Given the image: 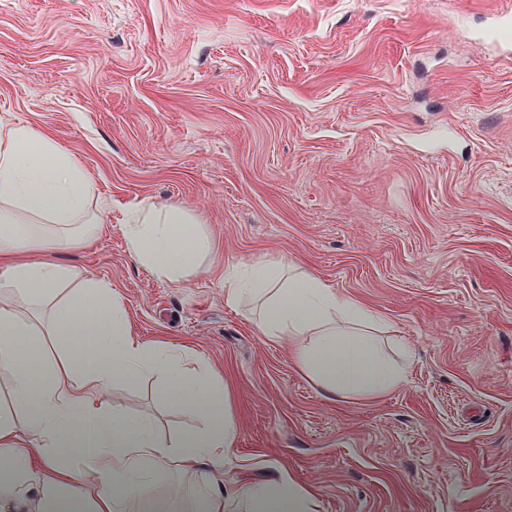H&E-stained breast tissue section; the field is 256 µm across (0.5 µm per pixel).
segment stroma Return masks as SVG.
Listing matches in <instances>:
<instances>
[{"instance_id":"1","label":"stroma","mask_w":512,"mask_h":512,"mask_svg":"<svg viewBox=\"0 0 512 512\" xmlns=\"http://www.w3.org/2000/svg\"><path fill=\"white\" fill-rule=\"evenodd\" d=\"M512 0H0V118L77 155L113 213L194 212L217 249L183 285L118 223L58 255L138 336L233 382L225 472L287 471L318 512H512V59L475 44ZM396 328L406 384L328 400L224 279L283 257ZM197 427L160 376L111 398Z\"/></svg>"}]
</instances>
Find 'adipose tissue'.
<instances>
[{
	"mask_svg": "<svg viewBox=\"0 0 512 512\" xmlns=\"http://www.w3.org/2000/svg\"><path fill=\"white\" fill-rule=\"evenodd\" d=\"M79 160L23 122H0V512H144L159 473L190 476L191 512H318L314 490L276 479L214 476L234 447L236 393L223 370L187 371L183 345L137 336L122 294L57 262L79 249L110 213ZM131 259L174 285L187 282L213 248L196 214L175 204L122 213ZM262 303L256 331L287 342L294 368L328 399L375 401L406 373L373 340L379 314L291 259L248 266L224 300ZM160 373L168 400L203 425L170 441L148 416L113 411L120 385ZM92 463L82 474L76 460Z\"/></svg>",
	"mask_w": 512,
	"mask_h": 512,
	"instance_id": "ef3b65f1",
	"label": "adipose tissue"
}]
</instances>
